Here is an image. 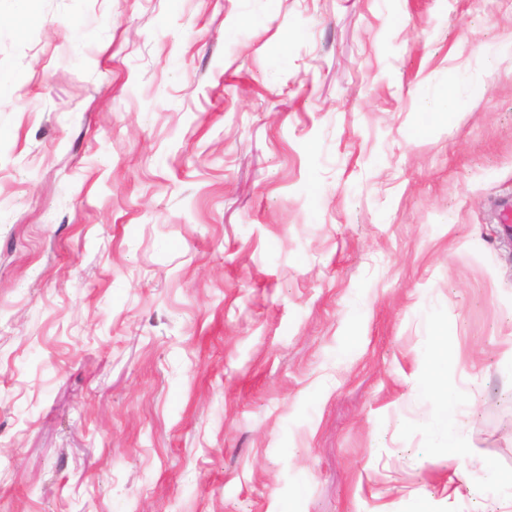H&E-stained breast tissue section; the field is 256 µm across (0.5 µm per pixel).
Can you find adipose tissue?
I'll return each mask as SVG.
<instances>
[{
  "instance_id": "1",
  "label": "adipose tissue",
  "mask_w": 512,
  "mask_h": 512,
  "mask_svg": "<svg viewBox=\"0 0 512 512\" xmlns=\"http://www.w3.org/2000/svg\"><path fill=\"white\" fill-rule=\"evenodd\" d=\"M420 394L434 397L437 409L430 421L433 438L447 450L449 464L458 460L459 441L456 431L448 420V386L443 367L437 358L426 357L418 366Z\"/></svg>"
}]
</instances>
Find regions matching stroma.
Returning a JSON list of instances; mask_svg holds the SVG:
<instances>
[{
    "label": "stroma",
    "mask_w": 512,
    "mask_h": 512,
    "mask_svg": "<svg viewBox=\"0 0 512 512\" xmlns=\"http://www.w3.org/2000/svg\"><path fill=\"white\" fill-rule=\"evenodd\" d=\"M506 197L512 0H0V512H512ZM419 388L418 393L434 397L437 409L430 421V431L433 438L447 449L448 468H452L458 460L459 441L456 431L448 421V398L455 397L454 392L448 394L447 379L443 366L436 357H425L419 361L418 366ZM454 473L459 478L461 469L456 464Z\"/></svg>",
    "instance_id": "1"
}]
</instances>
